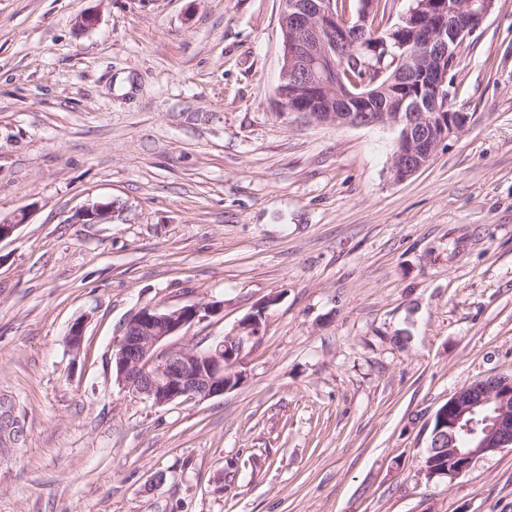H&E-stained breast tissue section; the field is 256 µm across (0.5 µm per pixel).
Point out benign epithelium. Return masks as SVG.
Here are the masks:
<instances>
[{"label":"benign epithelium","mask_w":512,"mask_h":512,"mask_svg":"<svg viewBox=\"0 0 512 512\" xmlns=\"http://www.w3.org/2000/svg\"><path fill=\"white\" fill-rule=\"evenodd\" d=\"M496 0H411L393 27L382 35L368 34L375 0H359L355 12L341 10L336 0H282L280 27L284 64L280 83H289L281 106L317 122L336 126L390 125L398 130L390 165L394 182L402 183L432 162L438 147L468 123L464 112L446 110L451 98L448 60L490 15ZM362 43H357V40ZM371 70L373 81L396 69L388 109L376 110L367 92L350 91L344 81L354 60L348 48ZM114 203L79 210L88 224L107 218ZM213 306L187 305L160 310L143 307L127 321L112 355L116 380L122 388L155 406L178 401H205L238 386V369L249 344L260 332V316L246 318L232 336L208 347L161 346ZM437 428L431 447L447 441L448 465L443 475L453 482L466 475L486 455L512 450V375L496 376L493 384L474 380L460 387L435 413Z\"/></svg>","instance_id":"7a95c632"}]
</instances>
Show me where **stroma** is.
<instances>
[{
  "mask_svg": "<svg viewBox=\"0 0 512 512\" xmlns=\"http://www.w3.org/2000/svg\"><path fill=\"white\" fill-rule=\"evenodd\" d=\"M281 7L0 0V512H512L510 451L420 468L436 410L512 374V0L460 49L469 122L403 183L394 128L283 113ZM196 303L171 345L261 314L243 382L122 389L127 320Z\"/></svg>",
  "mask_w": 512,
  "mask_h": 512,
  "instance_id": "obj_1",
  "label": "stroma"
}]
</instances>
